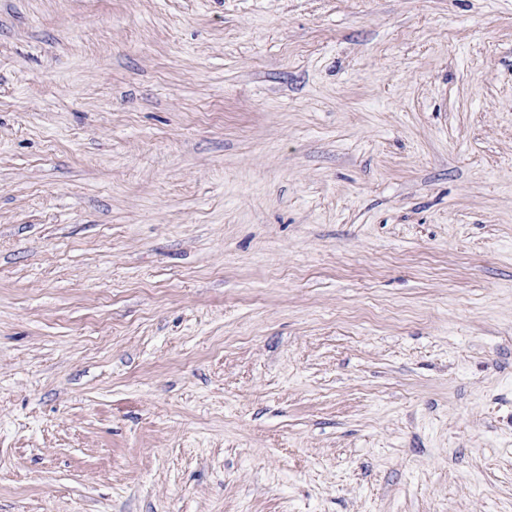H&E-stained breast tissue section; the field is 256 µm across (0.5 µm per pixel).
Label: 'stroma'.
<instances>
[{
  "label": "stroma",
  "instance_id": "stroma-1",
  "mask_svg": "<svg viewBox=\"0 0 512 512\" xmlns=\"http://www.w3.org/2000/svg\"><path fill=\"white\" fill-rule=\"evenodd\" d=\"M0 512H512V0H0Z\"/></svg>",
  "mask_w": 512,
  "mask_h": 512
}]
</instances>
